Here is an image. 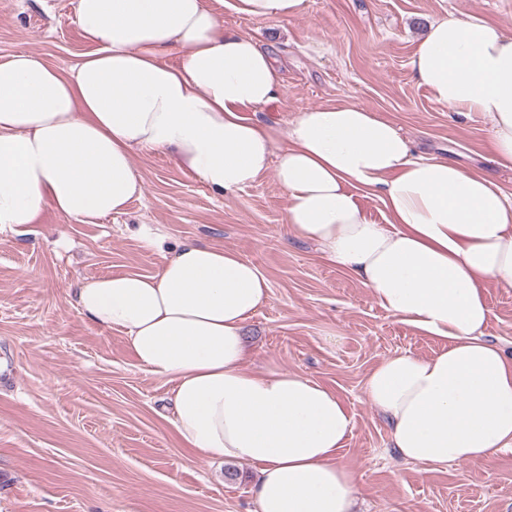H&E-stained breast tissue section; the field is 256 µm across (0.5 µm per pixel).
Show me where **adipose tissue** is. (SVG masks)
<instances>
[{
	"label": "adipose tissue",
	"instance_id": "1",
	"mask_svg": "<svg viewBox=\"0 0 512 512\" xmlns=\"http://www.w3.org/2000/svg\"><path fill=\"white\" fill-rule=\"evenodd\" d=\"M223 2L78 0L95 49L68 72L34 53L0 58V230L49 209L80 224L124 213L141 192L138 152L170 153L220 196L275 170L281 240L315 243L380 307L446 343L366 376L390 448L431 468L512 452V355L482 333L487 282L512 284V197L482 171L414 156L393 122L355 102L305 109L284 135L248 120L246 109L277 101L281 78L251 35L225 30ZM304 6L232 4L272 21ZM174 52L180 63L167 64ZM410 66L435 102L488 119L493 160L512 170V36L450 14L429 25ZM360 187L379 193L387 223L357 203ZM70 295L84 320L123 332L138 365L171 383L166 420L184 448L257 467V512H353L358 475L338 458L353 428L344 401L299 373L243 365L246 322L270 299L254 262L185 242L156 274H109Z\"/></svg>",
	"mask_w": 512,
	"mask_h": 512
}]
</instances>
